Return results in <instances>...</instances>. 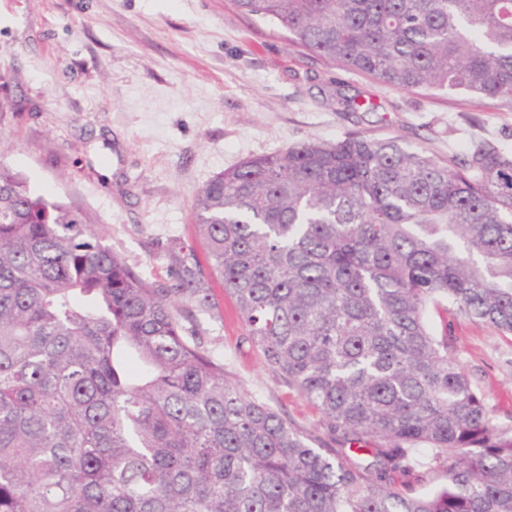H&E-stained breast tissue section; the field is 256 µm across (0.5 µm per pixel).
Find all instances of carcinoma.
Segmentation results:
<instances>
[{
    "label": "carcinoma",
    "instance_id": "cac0c4a2",
    "mask_svg": "<svg viewBox=\"0 0 512 512\" xmlns=\"http://www.w3.org/2000/svg\"><path fill=\"white\" fill-rule=\"evenodd\" d=\"M328 65L512 108V0H232ZM193 212L269 368L336 448L243 393L134 273L0 164V512H512V436L427 313L512 334V153L349 135L249 158ZM363 443L360 450L352 444Z\"/></svg>",
    "mask_w": 512,
    "mask_h": 512
}]
</instances>
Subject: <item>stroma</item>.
I'll use <instances>...</instances> for the list:
<instances>
[{
    "label": "stroma",
    "instance_id": "1",
    "mask_svg": "<svg viewBox=\"0 0 512 512\" xmlns=\"http://www.w3.org/2000/svg\"><path fill=\"white\" fill-rule=\"evenodd\" d=\"M358 96L374 111L348 108ZM396 138L456 164L477 144L512 152V109L458 92H409L289 46L230 0H0V163L88 214L140 277L170 288L205 262L192 201L217 174L301 141ZM185 251L172 255L174 242ZM181 321L246 394L330 445L319 410L272 372L221 279ZM449 331L494 422L512 432V335L462 318Z\"/></svg>",
    "mask_w": 512,
    "mask_h": 512
}]
</instances>
